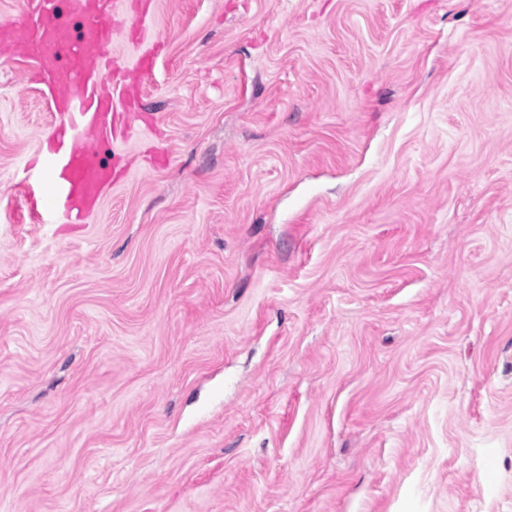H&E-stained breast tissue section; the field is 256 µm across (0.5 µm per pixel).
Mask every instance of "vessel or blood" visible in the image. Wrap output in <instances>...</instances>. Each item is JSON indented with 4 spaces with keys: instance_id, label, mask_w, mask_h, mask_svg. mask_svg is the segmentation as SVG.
Returning a JSON list of instances; mask_svg holds the SVG:
<instances>
[{
    "instance_id": "1",
    "label": "vessel or blood",
    "mask_w": 512,
    "mask_h": 512,
    "mask_svg": "<svg viewBox=\"0 0 512 512\" xmlns=\"http://www.w3.org/2000/svg\"><path fill=\"white\" fill-rule=\"evenodd\" d=\"M57 1L26 0L24 22L0 27V50L34 59L31 78L49 85L61 120L39 164L45 192L34 210L45 223L83 224L112 185L114 167L99 160L98 145L129 118L128 102L152 51L142 49L140 60L114 78L107 46L123 27L144 29L146 15H130L125 0H61L83 22L75 37L58 17Z\"/></svg>"
}]
</instances>
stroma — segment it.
<instances>
[{"instance_id": "obj_1", "label": "stroma", "mask_w": 512, "mask_h": 512, "mask_svg": "<svg viewBox=\"0 0 512 512\" xmlns=\"http://www.w3.org/2000/svg\"><path fill=\"white\" fill-rule=\"evenodd\" d=\"M150 11L84 224L0 51V512H512V0Z\"/></svg>"}]
</instances>
